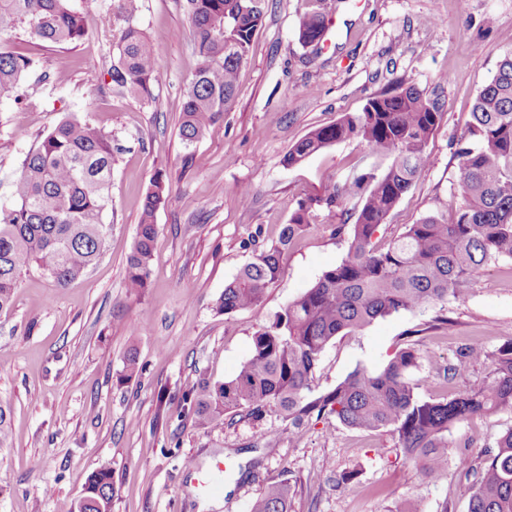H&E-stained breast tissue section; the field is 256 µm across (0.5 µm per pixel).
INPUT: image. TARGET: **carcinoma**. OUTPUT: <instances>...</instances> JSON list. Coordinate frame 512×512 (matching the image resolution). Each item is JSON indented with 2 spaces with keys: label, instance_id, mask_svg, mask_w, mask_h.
Returning <instances> with one entry per match:
<instances>
[{
  "label": "carcinoma",
  "instance_id": "1",
  "mask_svg": "<svg viewBox=\"0 0 512 512\" xmlns=\"http://www.w3.org/2000/svg\"><path fill=\"white\" fill-rule=\"evenodd\" d=\"M267 2L186 0L200 65L180 118L185 146L222 128ZM140 10V0H112V19L123 26L108 75L111 90L120 95L146 97L163 80L158 50L138 26ZM90 24L73 0H0V103L21 100V80L37 69L32 58L11 49L5 32L18 28L34 39L72 46L84 39ZM327 26L324 0H302L298 42L305 47L322 39ZM444 114L437 89L401 80L369 98L361 111L308 132L288 149L283 163L293 167L331 144L355 141L384 168L354 171L327 183L319 195L297 198L278 241L254 252L224 286L216 310L228 315L260 306L283 274V256L322 209L344 215L333 231L347 236L345 257L255 333L251 353L232 379L199 383L181 400L201 425L218 426L227 414L257 419L272 411L297 441L305 424L325 416L349 428L386 433L399 458L415 464L425 480L450 463L473 476L467 512H512V428L481 452L477 467L448 439L452 429L477 417L512 414V338L492 350L471 348L443 368L446 380L475 364L486 369L479 386L459 388L449 398L419 394L412 375L421 356L411 345L379 370L355 369L325 391L316 385L322 355L336 337L358 334L379 318L436 307L441 314L434 323L450 326L443 314L448 302L464 300L482 270L512 263V51L475 96L467 136L457 150L459 204L402 225L383 244L375 242L428 163L429 144ZM111 180L112 139L87 121L60 120L26 153L14 184L15 204L0 208V311L11 307L18 279L30 268L64 287L98 259L109 232L104 215ZM166 181L157 171L143 198L127 258L125 288L131 294L147 288L158 234L155 215L167 199ZM351 200L356 205L348 210ZM137 370L132 347L119 380H131ZM87 487L88 496L101 501L102 512H112L110 469L94 471ZM251 512H290L288 485L268 482Z\"/></svg>",
  "mask_w": 512,
  "mask_h": 512
}]
</instances>
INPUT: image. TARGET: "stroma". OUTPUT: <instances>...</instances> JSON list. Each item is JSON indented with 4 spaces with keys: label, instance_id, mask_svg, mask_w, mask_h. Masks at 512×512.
<instances>
[{
    "label": "stroma",
    "instance_id": "stroma-1",
    "mask_svg": "<svg viewBox=\"0 0 512 512\" xmlns=\"http://www.w3.org/2000/svg\"><path fill=\"white\" fill-rule=\"evenodd\" d=\"M330 29L320 50L295 36L300 0H269L219 136L194 147L178 131L186 88L199 64L185 0H142L141 28L158 49L164 73L148 98L117 97L107 89L112 28L101 25L110 0H76L92 17L74 49L53 48L26 35L15 52L34 57L48 83L22 89L38 107H0V206L13 202L12 182L38 135L70 117L112 137V183L105 250L80 280L57 287L39 271L23 273L13 305L0 312V406L11 430L0 445V512H59L74 503L89 475L110 468L112 512H250L264 484L288 481L291 512H466L472 481L455 466L421 482L396 457L386 434L345 427L335 418L310 422L294 440L275 413L224 419L203 428L182 409L184 389L231 379L248 358L254 334L289 300L346 255L334 214L321 211L285 255L284 274L260 307L230 315L215 302L255 250L270 246L295 200L376 160L354 142L330 145L288 168L282 159L309 131L360 111L396 79L440 88L444 119L429 162L395 208L380 237L456 204L458 140L478 90L512 51V0H328ZM98 84L85 80L87 70ZM167 175L168 197L156 214L158 236L149 286L125 287L126 259L141 200L156 171ZM251 187L242 196L241 187ZM435 310L376 320L357 335L327 346L316 384L328 390L358 368L376 370L415 343L422 395L443 397L478 385L483 366L452 383L438 372L471 346L492 349L512 338V267L475 277L466 299L450 303L452 329L433 326ZM145 332L131 336L130 324ZM139 371L120 382L129 347ZM512 427V415L478 418L452 431L471 457ZM277 430L276 443L263 435ZM197 475L187 474V461ZM223 470H215L216 462ZM356 481L342 482L350 470ZM219 480L203 493L196 476Z\"/></svg>",
    "mask_w": 512,
    "mask_h": 512
}]
</instances>
